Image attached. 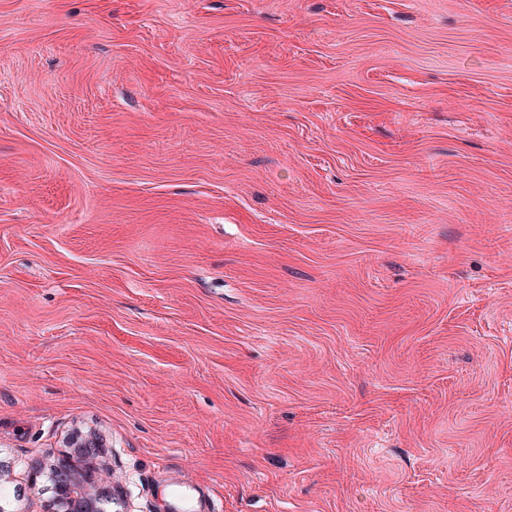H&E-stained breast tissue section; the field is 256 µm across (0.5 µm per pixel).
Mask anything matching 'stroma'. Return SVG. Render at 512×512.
I'll return each instance as SVG.
<instances>
[{"instance_id":"1","label":"stroma","mask_w":512,"mask_h":512,"mask_svg":"<svg viewBox=\"0 0 512 512\" xmlns=\"http://www.w3.org/2000/svg\"><path fill=\"white\" fill-rule=\"evenodd\" d=\"M128 512H512V0H0V483ZM92 456H79L71 451H64L57 456L46 453L34 466L35 476L46 478L53 486L54 496L49 511L51 512H105V502L124 512L119 497L113 493L108 500L102 495L95 480V474L102 468L96 465Z\"/></svg>"}]
</instances>
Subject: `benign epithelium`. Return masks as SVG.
I'll return each instance as SVG.
<instances>
[{"label":"benign epithelium","instance_id":"obj_1","mask_svg":"<svg viewBox=\"0 0 512 512\" xmlns=\"http://www.w3.org/2000/svg\"><path fill=\"white\" fill-rule=\"evenodd\" d=\"M68 450L55 455L47 453L34 466L37 476L46 478L53 486L54 496L49 505L50 512H106L105 502L112 501L121 509L120 498L104 497L99 491L95 474L101 471L91 456H79L73 448L99 447L97 434L93 431L73 433L66 442Z\"/></svg>","mask_w":512,"mask_h":512}]
</instances>
